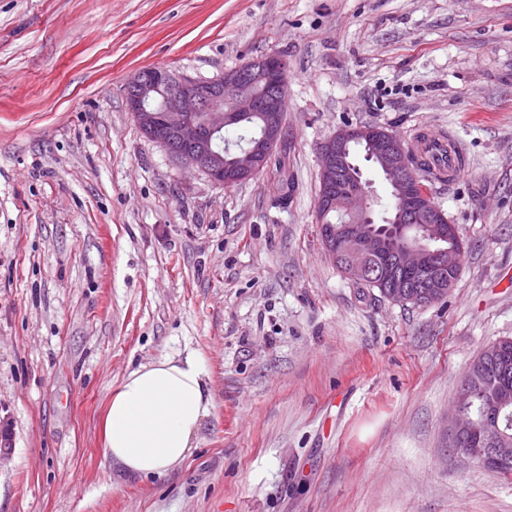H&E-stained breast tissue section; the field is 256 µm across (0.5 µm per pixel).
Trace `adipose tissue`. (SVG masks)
<instances>
[{
  "mask_svg": "<svg viewBox=\"0 0 512 512\" xmlns=\"http://www.w3.org/2000/svg\"><path fill=\"white\" fill-rule=\"evenodd\" d=\"M213 409L199 359L161 357L129 372L112 393L103 425L105 452L137 475H164L195 448Z\"/></svg>",
  "mask_w": 512,
  "mask_h": 512,
  "instance_id": "ef3b65f1",
  "label": "adipose tissue"
}]
</instances>
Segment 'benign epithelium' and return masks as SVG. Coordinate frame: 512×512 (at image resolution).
I'll list each match as a JSON object with an SVG mask.
<instances>
[{"mask_svg": "<svg viewBox=\"0 0 512 512\" xmlns=\"http://www.w3.org/2000/svg\"><path fill=\"white\" fill-rule=\"evenodd\" d=\"M287 71L286 61L278 54H269L208 79L180 75L167 67H151L131 78L126 104L140 132L165 148L175 163L189 164L213 183L227 188L261 173L280 147L286 132L282 101ZM201 112L205 114L202 121L198 118ZM245 112L264 113L263 132L247 147L233 151L226 166L224 150L218 147V136ZM160 129L169 138L157 137ZM357 138L367 141L369 157L386 183L393 186L397 218L417 224L422 230L421 237L391 249L382 238L368 236L356 226L347 228L357 234L367 250L381 259L382 273L396 278V285L384 298L396 304L418 300L419 295L408 286L413 279L419 281V287L425 289L423 295L429 298L432 294L427 288L431 286L440 292L447 291L445 282L431 285L421 275L429 272L435 279L440 272L460 266L462 255L458 249H432L447 234L454 233L455 228L447 224L442 208L422 195L412 176L411 155L393 134L364 126L344 127L319 144L321 195L315 223H320L322 211L329 209L345 216L369 218L370 182L359 181L354 188L339 189L341 182L356 179L349 150ZM476 397L472 384L465 382L458 387L455 403L448 412L450 446L476 432L478 420L472 412ZM464 453L498 470L512 466V446L484 448L476 441L474 447L464 449Z\"/></svg>", "mask_w": 512, "mask_h": 512, "instance_id": "obj_1", "label": "benign epithelium"}]
</instances>
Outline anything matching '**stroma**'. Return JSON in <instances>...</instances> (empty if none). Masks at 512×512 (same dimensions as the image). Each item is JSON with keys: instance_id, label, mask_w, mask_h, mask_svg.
Listing matches in <instances>:
<instances>
[{"instance_id": "1", "label": "stroma", "mask_w": 512, "mask_h": 512, "mask_svg": "<svg viewBox=\"0 0 512 512\" xmlns=\"http://www.w3.org/2000/svg\"><path fill=\"white\" fill-rule=\"evenodd\" d=\"M288 62L287 205L137 129L125 88ZM378 124L467 151L436 203L468 239L447 298L361 290L315 224L319 143ZM512 336V0H0V512H512L448 446L471 360ZM196 354L198 446L146 479L104 453L110 394Z\"/></svg>"}]
</instances>
